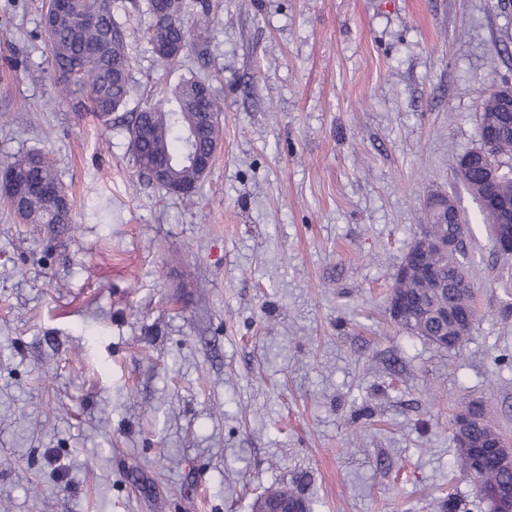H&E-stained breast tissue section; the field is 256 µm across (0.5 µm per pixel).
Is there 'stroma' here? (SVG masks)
I'll use <instances>...</instances> for the list:
<instances>
[{"label": "stroma", "instance_id": "obj_1", "mask_svg": "<svg viewBox=\"0 0 512 512\" xmlns=\"http://www.w3.org/2000/svg\"><path fill=\"white\" fill-rule=\"evenodd\" d=\"M208 63L130 40L126 112L191 75L224 103L194 205L139 181L129 138L54 83L42 0H0V159L38 150L73 227L0 201V512H312L485 504L453 424L512 439V255L456 161L512 83V0H211ZM452 197L478 322L400 330L394 275ZM263 496H279L281 498L289 497V498H295V497H301V494L298 492V490L294 487H279L273 490H270L266 493H264ZM261 496L259 501L257 502L256 507L253 509L254 512H307L308 509L306 507V503L294 499L292 501H288V511H284L283 509V503L279 498L274 497H263ZM257 499V500H258ZM256 500V501H257Z\"/></svg>", "mask_w": 512, "mask_h": 512}]
</instances>
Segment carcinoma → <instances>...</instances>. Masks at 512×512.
Returning <instances> with one entry per match:
<instances>
[{
    "mask_svg": "<svg viewBox=\"0 0 512 512\" xmlns=\"http://www.w3.org/2000/svg\"><path fill=\"white\" fill-rule=\"evenodd\" d=\"M142 13L148 16L146 36L155 55L162 61L175 60L189 51L203 55L206 39L199 32L200 24L210 9L207 0H197L200 9L195 24L184 20L186 5L178 0V16L164 14L158 0H144ZM78 8L85 21L78 24L69 13L50 11L43 4L42 24L50 25L46 32L51 63L61 92L79 102L88 103L97 119L104 125L112 123V114L122 109L134 92L130 80L131 57L128 51L131 32L125 22L116 19V13L125 10L122 0H79ZM222 112L221 104L214 97L211 86L200 78L182 82L173 96L161 103H149L134 113L127 124L129 154L132 167L139 176L165 189L180 187L184 197L191 198L202 178L196 164L181 159L186 150L185 129L196 122L198 113ZM223 127L215 123L204 130L198 149L210 151L213 143L220 141ZM168 160L163 177L152 178L151 167ZM491 163L501 169L495 195L505 201L512 200V123H500L496 152ZM0 168L12 176L0 197L26 224L72 223V201L62 187L51 160L44 154L31 151L7 157L0 161ZM482 173L472 170L462 177L474 197L482 202L484 186ZM439 232L464 240L468 233L465 218L458 224L436 225ZM460 252L448 253V260L432 263L436 276L452 285L468 283ZM394 286L407 294L411 308L402 312L395 321L404 331L429 338L445 331L432 317V309L442 303L470 314L476 321L471 304V291L438 294L419 290L410 283L394 282ZM497 437L494 427L476 414L469 430L470 442L482 445Z\"/></svg>",
    "mask_w": 512,
    "mask_h": 512,
    "instance_id": "cac0c4a2",
    "label": "carcinoma"
}]
</instances>
